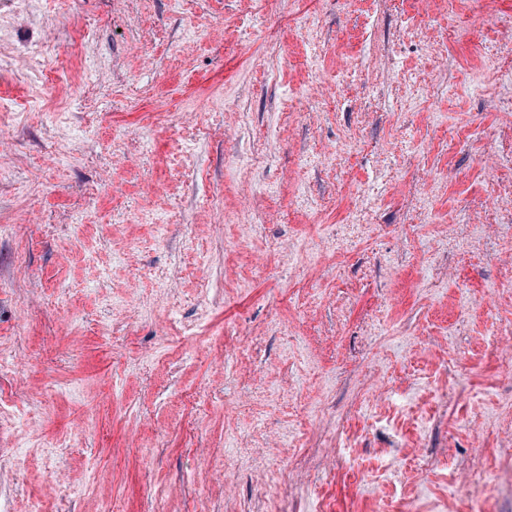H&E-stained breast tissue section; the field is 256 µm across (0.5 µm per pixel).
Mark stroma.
Here are the masks:
<instances>
[{
  "mask_svg": "<svg viewBox=\"0 0 512 512\" xmlns=\"http://www.w3.org/2000/svg\"><path fill=\"white\" fill-rule=\"evenodd\" d=\"M0 55V512H512V0H0Z\"/></svg>",
  "mask_w": 512,
  "mask_h": 512,
  "instance_id": "obj_1",
  "label": "stroma"
}]
</instances>
